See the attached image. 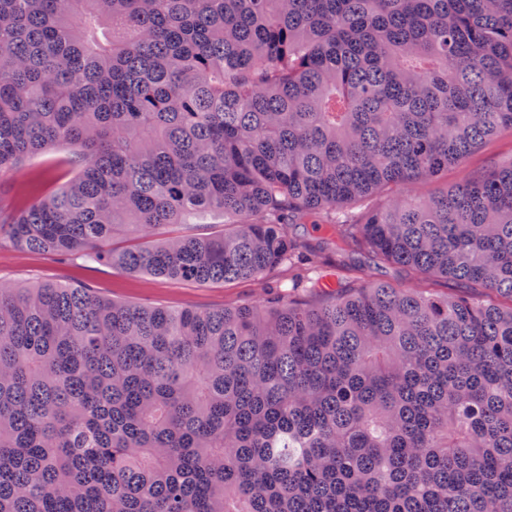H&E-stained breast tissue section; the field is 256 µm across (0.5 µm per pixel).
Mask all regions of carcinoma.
I'll return each mask as SVG.
<instances>
[{
    "label": "carcinoma",
    "mask_w": 512,
    "mask_h": 512,
    "mask_svg": "<svg viewBox=\"0 0 512 512\" xmlns=\"http://www.w3.org/2000/svg\"><path fill=\"white\" fill-rule=\"evenodd\" d=\"M505 130L512 0H0V177L75 168L0 245L229 286L322 224L507 299L324 268L216 310L0 283V512H512V160L443 183Z\"/></svg>",
    "instance_id": "cac0c4a2"
}]
</instances>
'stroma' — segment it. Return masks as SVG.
<instances>
[{
	"instance_id": "obj_1",
	"label": "stroma",
	"mask_w": 512,
	"mask_h": 512,
	"mask_svg": "<svg viewBox=\"0 0 512 512\" xmlns=\"http://www.w3.org/2000/svg\"><path fill=\"white\" fill-rule=\"evenodd\" d=\"M512 160V133L476 149L460 165L448 170L449 183L455 184L470 174ZM72 173L69 157L49 152L28 161L12 178L0 181V207L25 204L50 192ZM279 274L264 282L201 286L192 282L158 278L148 274L125 273L104 265H89L78 257L66 260L9 245L0 247V281L13 284L57 283L91 288L95 295L138 305L170 310H206L232 307L244 302L259 304L276 292Z\"/></svg>"
}]
</instances>
